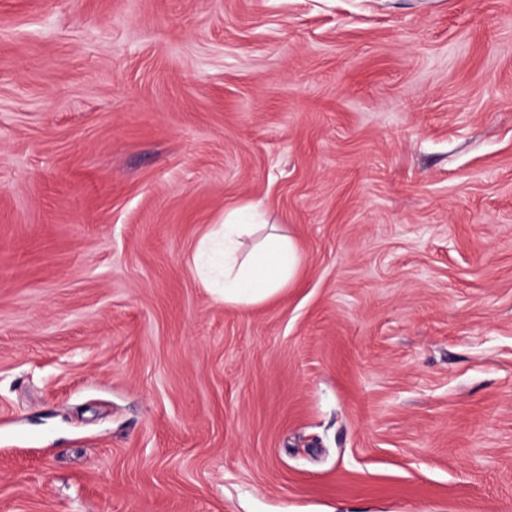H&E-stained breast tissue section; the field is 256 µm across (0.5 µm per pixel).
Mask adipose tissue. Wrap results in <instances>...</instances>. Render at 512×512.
<instances>
[{"label":"adipose tissue","instance_id":"obj_1","mask_svg":"<svg viewBox=\"0 0 512 512\" xmlns=\"http://www.w3.org/2000/svg\"><path fill=\"white\" fill-rule=\"evenodd\" d=\"M259 205L225 210L220 228L200 243L195 264L207 288L226 305L250 308L265 304L292 284L300 256L294 241L271 234L249 252H241L239 240L263 223Z\"/></svg>","mask_w":512,"mask_h":512}]
</instances>
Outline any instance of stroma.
Here are the masks:
<instances>
[{
  "instance_id": "35a3bbf8",
  "label": "stroma",
  "mask_w": 512,
  "mask_h": 512,
  "mask_svg": "<svg viewBox=\"0 0 512 512\" xmlns=\"http://www.w3.org/2000/svg\"><path fill=\"white\" fill-rule=\"evenodd\" d=\"M0 512H512V0H0ZM266 224L257 204L224 210L223 224L200 243L195 264L207 288L224 305L250 308L265 304L292 284L300 256L290 237L269 234L241 254L239 238Z\"/></svg>"
}]
</instances>
